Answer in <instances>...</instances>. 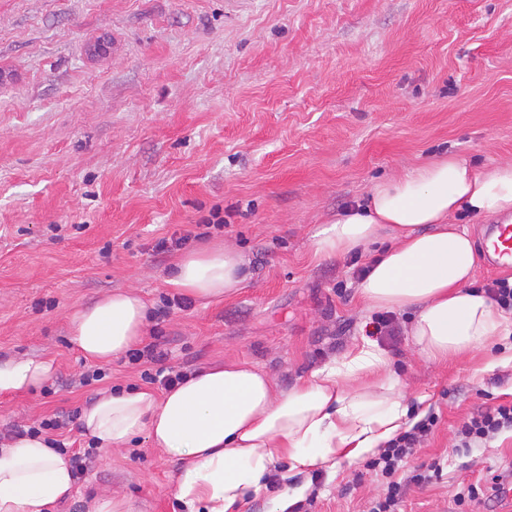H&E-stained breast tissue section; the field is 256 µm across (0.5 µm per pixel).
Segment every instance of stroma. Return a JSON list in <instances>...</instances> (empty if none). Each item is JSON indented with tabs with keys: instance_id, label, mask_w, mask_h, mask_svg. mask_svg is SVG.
<instances>
[{
	"instance_id": "35a3bbf8",
	"label": "stroma",
	"mask_w": 512,
	"mask_h": 512,
	"mask_svg": "<svg viewBox=\"0 0 512 512\" xmlns=\"http://www.w3.org/2000/svg\"><path fill=\"white\" fill-rule=\"evenodd\" d=\"M454 154L487 170L512 159V0H0V358L52 360L46 387L0 395V428L28 427L116 386H142L120 356L94 389L71 347L74 307L130 288L154 310L169 363L195 372L231 360L306 380L358 342L376 314L347 258L312 235L371 186ZM219 214L223 228L192 238ZM234 243L246 279L234 295L157 317L179 251ZM379 339L407 402L438 422L397 474L398 512H512L465 501L469 485L512 474V433L456 451L479 408L512 402V336L445 362L426 360L394 312ZM442 477L410 478L432 459ZM72 500L108 496L134 512H185L176 467L146 439L92 450ZM293 512H370L387 480L364 459L306 478ZM294 476V483H302Z\"/></svg>"
}]
</instances>
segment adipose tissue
<instances>
[{
  "label": "adipose tissue",
  "mask_w": 512,
  "mask_h": 512,
  "mask_svg": "<svg viewBox=\"0 0 512 512\" xmlns=\"http://www.w3.org/2000/svg\"><path fill=\"white\" fill-rule=\"evenodd\" d=\"M512 223V160L478 170L449 155L375 183L313 235L317 255L333 258L379 244L360 296L370 309L415 313L410 336L431 360H445L512 334L506 314L472 279L478 255L460 211ZM246 259L234 246L185 254L170 279L180 293L210 301L235 294ZM69 339L84 359L110 363L142 341L148 308L131 290H115L76 308ZM389 357L370 337L285 392L256 366L228 361L189 375L167 390L119 387L81 411L84 436L121 451L147 436L175 464L174 493L189 512H239L266 486L271 467L335 469L337 458L377 453L408 430L410 408ZM51 360H0V394L39 388ZM76 492L70 457L43 437L0 444V512H51Z\"/></svg>",
  "instance_id": "ef3b65f1"
}]
</instances>
